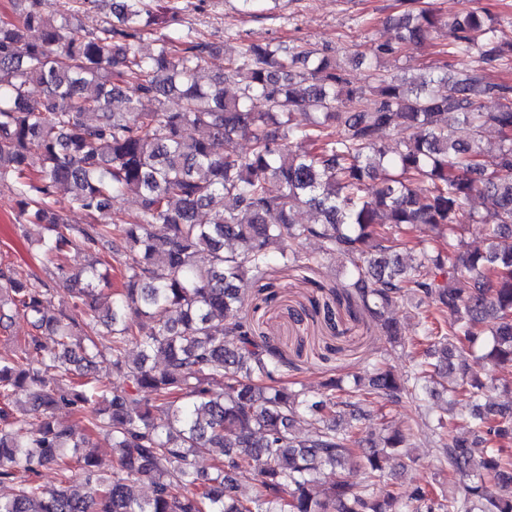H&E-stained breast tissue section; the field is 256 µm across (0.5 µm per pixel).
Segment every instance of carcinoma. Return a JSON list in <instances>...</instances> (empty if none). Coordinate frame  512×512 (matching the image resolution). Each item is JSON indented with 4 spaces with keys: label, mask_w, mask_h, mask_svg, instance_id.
Wrapping results in <instances>:
<instances>
[{
    "label": "carcinoma",
    "mask_w": 512,
    "mask_h": 512,
    "mask_svg": "<svg viewBox=\"0 0 512 512\" xmlns=\"http://www.w3.org/2000/svg\"><path fill=\"white\" fill-rule=\"evenodd\" d=\"M19 2L15 18L0 17V183L27 222L45 225L40 252L72 295L71 310L56 309L46 282L0 263V322L21 317L31 327L21 350L0 357V482L17 467L61 473L56 488L32 480L1 499L0 512H512V405L480 402L494 388L481 371L512 367V86L481 68L451 82L445 70L409 79L374 69L369 100L326 51L271 42L243 45L204 86L198 73L213 43L161 33L141 52L145 28L167 23L148 0H119L92 31L78 17L97 0H60L53 15L42 0ZM410 3L395 18L401 43L444 30L455 56L482 41L483 64L512 60V43L498 41L481 12L444 19ZM34 83L44 88L38 102L28 96ZM493 96L500 107L483 110ZM453 123L493 127L499 141L457 142ZM189 127L199 136L185 138ZM384 130L399 136L396 148L379 142ZM239 137L249 151L236 149ZM59 187L86 223L53 207ZM129 194L135 215L115 207ZM476 198L485 212L472 208ZM303 207L315 213L308 224L296 220ZM154 224L167 236L155 237ZM417 224L430 225L432 246L411 245ZM472 224L484 251L465 243ZM312 238L315 253L304 248ZM71 251L112 259L120 287L105 292L95 270L70 274L61 259ZM338 255L346 283L332 301L312 302L325 327L339 333L343 308L400 343L385 314L421 297L424 348L400 374L371 362L354 389L338 395L333 379L309 399L283 383L295 364L257 333L246 293L259 283L271 303L276 268L314 272ZM104 362L122 390L92 375ZM432 385L469 406V437L441 415L425 425L421 411L407 429L385 426L368 440L330 421L340 407L357 417L370 399L417 406ZM23 397L45 415L35 432L27 411L11 408ZM61 405L90 414L85 429L53 423L48 413ZM96 431L112 436L116 466L80 491L68 449L93 474ZM419 440L438 451L448 492L425 482L404 496L387 482L386 459L415 464ZM205 455L213 472L203 474L195 460ZM253 463L257 493L241 498L234 475ZM348 464L362 470L360 487L341 475L320 481L322 470Z\"/></svg>",
    "instance_id": "carcinoma-1"
}]
</instances>
